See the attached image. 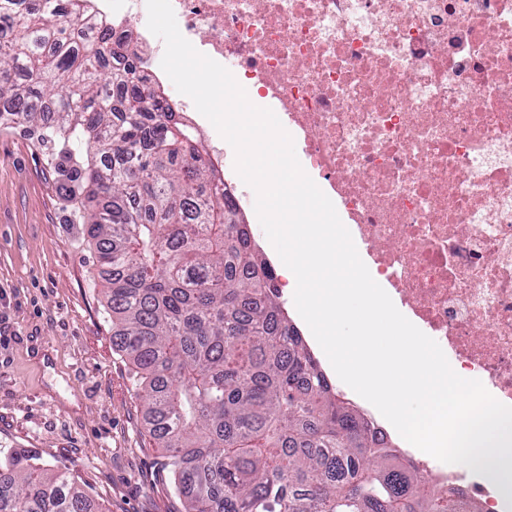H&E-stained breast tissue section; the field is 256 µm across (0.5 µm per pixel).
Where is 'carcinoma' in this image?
<instances>
[{"label": "carcinoma", "instance_id": "1", "mask_svg": "<svg viewBox=\"0 0 512 512\" xmlns=\"http://www.w3.org/2000/svg\"><path fill=\"white\" fill-rule=\"evenodd\" d=\"M55 124L109 204L84 221L117 348L185 512H481L436 495L340 398L243 216L124 37L63 0H0V114ZM0 512H99L66 473L0 450Z\"/></svg>", "mask_w": 512, "mask_h": 512}]
</instances>
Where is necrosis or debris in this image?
I'll list each match as a JSON object with an SVG mask.
<instances>
[{
	"instance_id": "obj_1",
	"label": "necrosis or debris",
	"mask_w": 512,
	"mask_h": 512,
	"mask_svg": "<svg viewBox=\"0 0 512 512\" xmlns=\"http://www.w3.org/2000/svg\"><path fill=\"white\" fill-rule=\"evenodd\" d=\"M183 36L296 139L397 309L512 406V0H171ZM150 42L143 0H83ZM483 512L480 477L406 445Z\"/></svg>"
}]
</instances>
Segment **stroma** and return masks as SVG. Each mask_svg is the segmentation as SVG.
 I'll list each match as a JSON object with an SVG mask.
<instances>
[{
	"label": "stroma",
	"mask_w": 512,
	"mask_h": 512,
	"mask_svg": "<svg viewBox=\"0 0 512 512\" xmlns=\"http://www.w3.org/2000/svg\"><path fill=\"white\" fill-rule=\"evenodd\" d=\"M0 123V448L69 473L100 512H184L117 350L104 275L53 162Z\"/></svg>",
	"instance_id": "35a3bbf8"
}]
</instances>
